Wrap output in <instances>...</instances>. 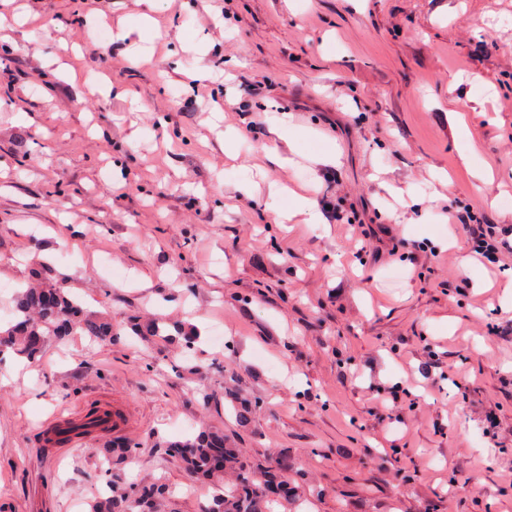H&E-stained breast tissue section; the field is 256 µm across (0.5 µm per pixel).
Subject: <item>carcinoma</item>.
Masks as SVG:
<instances>
[{
	"label": "carcinoma",
	"instance_id": "carcinoma-1",
	"mask_svg": "<svg viewBox=\"0 0 512 512\" xmlns=\"http://www.w3.org/2000/svg\"><path fill=\"white\" fill-rule=\"evenodd\" d=\"M14 320L0 330V355L14 354L30 362L41 353L45 341L80 333L104 341L114 336L112 321L84 308L69 298L62 288L46 282L17 294ZM188 470L220 482L213 502L203 512H256L257 505L269 497L271 478L253 471L243 450L224 447V437L202 432L197 437L172 444ZM224 456L225 468L237 470L235 482L223 484L224 472L214 468V460ZM164 495L159 485L129 484L121 491L108 488L90 505V512H152L156 499Z\"/></svg>",
	"mask_w": 512,
	"mask_h": 512
}]
</instances>
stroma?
Segmentation results:
<instances>
[{
  "label": "stroma",
  "instance_id": "stroma-1",
  "mask_svg": "<svg viewBox=\"0 0 512 512\" xmlns=\"http://www.w3.org/2000/svg\"><path fill=\"white\" fill-rule=\"evenodd\" d=\"M460 208L512 224V0H0V300L46 265L117 331L0 359V512L109 481L200 512L164 448L204 430L298 488L263 512H512V256L470 257ZM147 311L224 343L144 342ZM93 402L124 432L43 446ZM75 418L59 416L43 429V439L49 448H67L80 442L83 436L74 429Z\"/></svg>",
  "mask_w": 512,
  "mask_h": 512
}]
</instances>
